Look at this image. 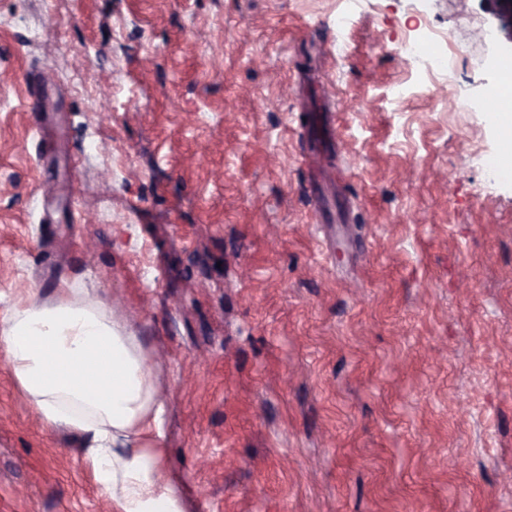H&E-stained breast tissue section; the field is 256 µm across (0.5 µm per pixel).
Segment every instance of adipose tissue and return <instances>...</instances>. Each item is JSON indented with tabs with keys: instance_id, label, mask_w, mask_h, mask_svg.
<instances>
[{
	"instance_id": "obj_1",
	"label": "adipose tissue",
	"mask_w": 512,
	"mask_h": 512,
	"mask_svg": "<svg viewBox=\"0 0 512 512\" xmlns=\"http://www.w3.org/2000/svg\"><path fill=\"white\" fill-rule=\"evenodd\" d=\"M493 96L497 156L512 173V61ZM0 357L44 427L81 435L83 464L112 512H185L162 453V415L153 371L137 336L86 288L59 289L55 302L35 295L0 309Z\"/></svg>"
}]
</instances>
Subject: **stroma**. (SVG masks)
<instances>
[{"label": "stroma", "instance_id": "obj_1", "mask_svg": "<svg viewBox=\"0 0 512 512\" xmlns=\"http://www.w3.org/2000/svg\"><path fill=\"white\" fill-rule=\"evenodd\" d=\"M496 26L480 0H0V302L107 301L186 512H512ZM433 30L426 67L400 53ZM0 512H111L1 359Z\"/></svg>", "mask_w": 512, "mask_h": 512}]
</instances>
